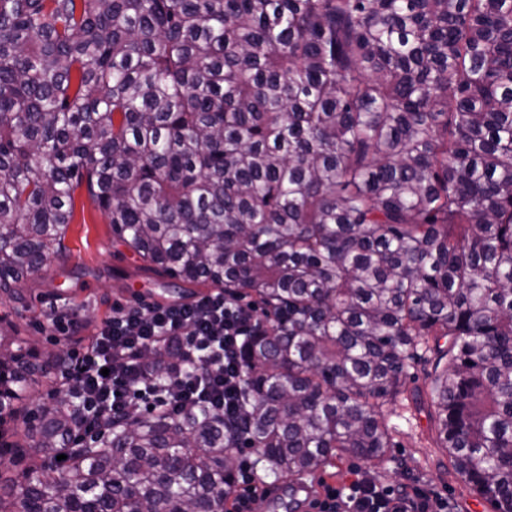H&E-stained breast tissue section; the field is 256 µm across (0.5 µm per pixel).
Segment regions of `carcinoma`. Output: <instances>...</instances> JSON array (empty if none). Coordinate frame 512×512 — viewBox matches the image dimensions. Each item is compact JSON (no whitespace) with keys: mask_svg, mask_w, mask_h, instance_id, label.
I'll list each match as a JSON object with an SVG mask.
<instances>
[{"mask_svg":"<svg viewBox=\"0 0 512 512\" xmlns=\"http://www.w3.org/2000/svg\"><path fill=\"white\" fill-rule=\"evenodd\" d=\"M81 189L156 275L260 306L243 422L131 408L79 445L55 386L11 427L66 356L1 333L0 512H224L236 448L376 467L418 365L512 512V0H0V293L67 257Z\"/></svg>","mask_w":512,"mask_h":512,"instance_id":"cac0c4a2","label":"carcinoma"}]
</instances>
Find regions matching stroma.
<instances>
[{
    "label": "stroma",
    "mask_w": 512,
    "mask_h": 512,
    "mask_svg": "<svg viewBox=\"0 0 512 512\" xmlns=\"http://www.w3.org/2000/svg\"><path fill=\"white\" fill-rule=\"evenodd\" d=\"M68 255L53 261L46 272L24 287V302H0V324L14 325L19 335L37 350L51 352L67 343L50 336L48 316L77 309L83 333H90L112 307L135 301L169 302L177 297L167 280L143 270L141 260L115 241L112 228L86 195L76 198L75 217L65 238ZM394 426L395 446L390 460L378 467L355 459H342L319 472L328 483L368 473L386 484L418 481L453 502L458 512H494L491 504L476 494L448 465V452L436 442L434 422L410 394L400 395L387 406Z\"/></svg>",
    "instance_id": "obj_1"
}]
</instances>
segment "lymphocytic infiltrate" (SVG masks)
Listing matches in <instances>:
<instances>
[{
  "instance_id": "obj_1",
  "label": "lymphocytic infiltrate",
  "mask_w": 512,
  "mask_h": 512,
  "mask_svg": "<svg viewBox=\"0 0 512 512\" xmlns=\"http://www.w3.org/2000/svg\"><path fill=\"white\" fill-rule=\"evenodd\" d=\"M257 319L252 305L220 292L190 302L117 305L88 335L82 334L75 313L48 318L53 335L72 340L59 374L61 386L78 392L79 437L92 438L106 422L135 405L171 415L199 406L238 417L241 408L232 392L241 381L243 348ZM148 349L197 353L206 362L171 366L168 383L160 385L142 358ZM271 491L249 463H240L236 489L226 498L224 510L255 512L256 502ZM317 507L318 512H452L441 493L395 488L360 474L340 486L324 484Z\"/></svg>"
}]
</instances>
